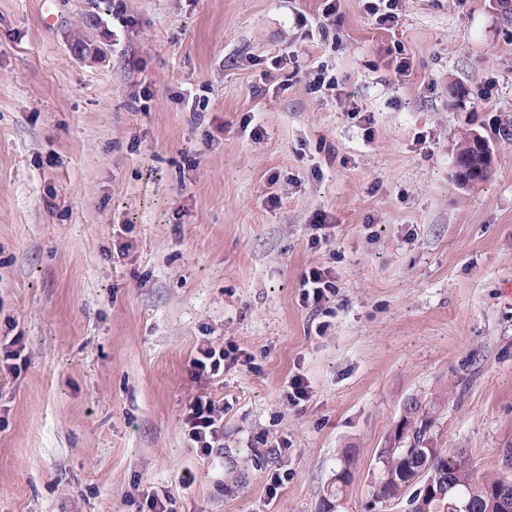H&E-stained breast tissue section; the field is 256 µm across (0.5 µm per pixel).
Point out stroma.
Instances as JSON below:
<instances>
[{"label": "stroma", "instance_id": "35a3bbf8", "mask_svg": "<svg viewBox=\"0 0 512 512\" xmlns=\"http://www.w3.org/2000/svg\"><path fill=\"white\" fill-rule=\"evenodd\" d=\"M324 8L0 0V342L26 356L0 370V512H139L153 490L319 512L346 462L340 512H364L414 397L438 404L433 447L512 474V17ZM320 71L338 90L309 91ZM475 135L492 162L470 186ZM313 267L336 279L317 315ZM207 345L238 360L198 381ZM200 392L224 406L209 455L184 432ZM400 0H377V1H365L364 3L365 9L369 15H373L375 17V21L381 26H387V28L393 27L398 23L399 14L398 4ZM379 2V3H374ZM384 4L383 9H381V3ZM285 399L289 405L298 406L310 397V384L306 377L296 374L288 381Z\"/></svg>", "mask_w": 512, "mask_h": 512}]
</instances>
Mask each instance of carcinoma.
I'll return each mask as SVG.
<instances>
[{
    "mask_svg": "<svg viewBox=\"0 0 512 512\" xmlns=\"http://www.w3.org/2000/svg\"><path fill=\"white\" fill-rule=\"evenodd\" d=\"M483 144L475 141L466 143L460 156L470 158L468 168L482 166ZM433 408L422 406V402L411 399L405 407L404 426L408 427L407 440L411 448H426L429 420ZM428 468L426 477L433 488L429 492L409 491L408 483L417 474V468ZM498 477H479L469 466L466 455L461 451L443 452L434 450L423 458L393 446L383 448L378 455L370 485V508L401 501L405 512H512L500 508L496 485Z\"/></svg>",
    "mask_w": 512,
    "mask_h": 512,
    "instance_id": "obj_1",
    "label": "carcinoma"
}]
</instances>
